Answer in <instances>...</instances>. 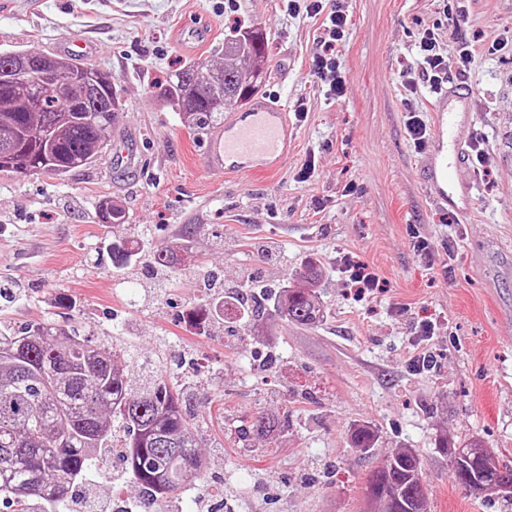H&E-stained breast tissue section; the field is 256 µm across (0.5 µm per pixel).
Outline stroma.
I'll use <instances>...</instances> for the list:
<instances>
[{
	"label": "stroma",
	"instance_id": "stroma-1",
	"mask_svg": "<svg viewBox=\"0 0 512 512\" xmlns=\"http://www.w3.org/2000/svg\"><path fill=\"white\" fill-rule=\"evenodd\" d=\"M9 2L0 52L61 56L90 42L80 63L112 75L123 110L92 165L0 172V281L21 290L0 315L63 323L65 293L76 332L130 349L132 378L141 359L188 374L212 479L157 512H363L367 473L400 448L422 461L429 512H512L459 486L441 446L474 437L512 462V50L490 47L512 38V0H459L449 16L441 0H328L348 19L336 96L311 74L324 15L290 13L285 0ZM183 24L210 30L207 46L185 52ZM250 27L268 55L258 91L288 114V157L268 176L212 175L206 139L185 127L166 81L189 63H222L225 36ZM427 30L449 82L474 91L467 119L487 163L466 171L477 194L465 216L432 204L406 129L408 110L432 120L427 83L403 81ZM124 138L137 141L143 169H113ZM105 201L125 223L102 222ZM416 235L430 257L414 250ZM185 244L192 262L157 274L149 252ZM348 255L378 288L355 294L340 272ZM309 259L326 273L317 323L275 319L229 336L219 318L201 330L188 322L214 296L206 272L236 285L255 271L267 287L293 288ZM423 323L435 327L425 341ZM421 342L437 358L429 372L409 365ZM261 412L287 417V428L269 442L240 439L242 421ZM359 426L375 435L371 454L350 443ZM123 455L117 444L104 450L99 497L140 499Z\"/></svg>",
	"mask_w": 512,
	"mask_h": 512
}]
</instances>
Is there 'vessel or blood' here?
Wrapping results in <instances>:
<instances>
[{
    "label": "vessel or blood",
    "mask_w": 512,
    "mask_h": 512,
    "mask_svg": "<svg viewBox=\"0 0 512 512\" xmlns=\"http://www.w3.org/2000/svg\"><path fill=\"white\" fill-rule=\"evenodd\" d=\"M471 100V92L457 84L437 93L424 164L431 201L462 215L470 212L476 190L475 182L461 175L468 155L465 124L459 115L469 111ZM290 133L287 112L264 96H254L241 110L228 113L223 126L209 132L203 166L211 174L278 171L288 155Z\"/></svg>",
    "instance_id": "vessel-or-blood-1"
}]
</instances>
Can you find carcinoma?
Instances as JSON below:
<instances>
[{
  "label": "carcinoma",
  "mask_w": 512,
  "mask_h": 512,
  "mask_svg": "<svg viewBox=\"0 0 512 512\" xmlns=\"http://www.w3.org/2000/svg\"><path fill=\"white\" fill-rule=\"evenodd\" d=\"M29 50L0 53V71L13 78L0 83V159L20 153L38 173L61 176L95 162L115 122L111 106L120 101L112 76L98 72L94 92L74 88L71 105L62 104L46 71ZM268 57L262 33L236 30L224 37V65L188 64L171 75L167 97L203 135L244 105L262 82ZM162 248L155 264L171 268L188 259ZM321 268L307 263L299 278L305 288L271 293L263 301L223 295L221 303L199 313L233 326L275 317L310 325L322 316L313 290ZM127 357L108 341L79 336L63 326L35 322L13 326L0 317V501L21 506L35 501L47 512H61L79 488L76 481L95 468L112 432L126 436L124 464L147 501L158 502L206 469L190 403L179 385L155 374L138 387L126 372ZM286 424L259 414L241 425L243 438H265ZM368 452L373 435L364 427L351 433ZM488 450L476 439L450 449L456 479L470 474L488 484L512 483V465H481ZM389 495L394 512H427L421 463L411 449H400L367 477L365 493Z\"/></svg>",
  "instance_id": "obj_1"
}]
</instances>
